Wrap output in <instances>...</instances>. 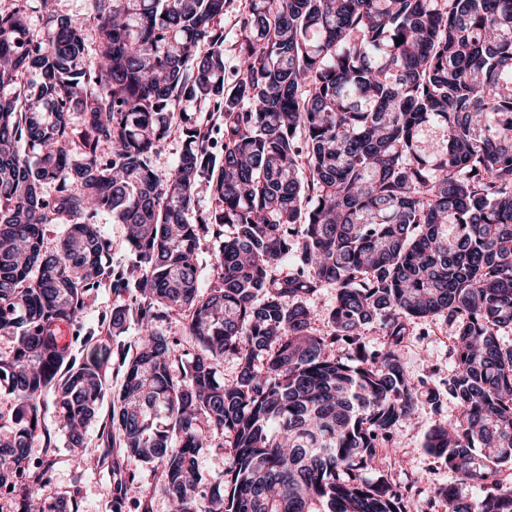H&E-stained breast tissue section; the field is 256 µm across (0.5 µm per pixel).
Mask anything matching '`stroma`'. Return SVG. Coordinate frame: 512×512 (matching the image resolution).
Masks as SVG:
<instances>
[{"instance_id": "obj_1", "label": "stroma", "mask_w": 512, "mask_h": 512, "mask_svg": "<svg viewBox=\"0 0 512 512\" xmlns=\"http://www.w3.org/2000/svg\"><path fill=\"white\" fill-rule=\"evenodd\" d=\"M111 247L106 256L108 275L93 289L76 323L63 328L62 342L76 363L97 355L104 375V394L97 415L83 434L81 447H73L60 427L53 392L39 398L40 427L28 450L31 465H48L49 481L31 477L39 497L47 502L65 501L72 512H172L173 505L158 477L120 453L119 440L108 432L110 415L123 384L124 360L135 353L140 337V309L144 303L136 282V258L127 241L125 225L114 223L106 213L95 218ZM126 311L121 328L102 335L101 323L115 309ZM157 328L171 349L174 374H181L195 353L185 333L182 315L156 309ZM448 325L436 318L431 327L413 330L401 347V360L413 379L438 385L455 370L449 355ZM459 413L455 402L444 399L440 410L421 403L414 419L401 425L396 445L382 449L377 467L394 482L413 493L431 498L434 486L450 483L443 460L423 448V435L438 422L453 420Z\"/></svg>"}]
</instances>
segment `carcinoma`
Listing matches in <instances>:
<instances>
[{
  "mask_svg": "<svg viewBox=\"0 0 512 512\" xmlns=\"http://www.w3.org/2000/svg\"><path fill=\"white\" fill-rule=\"evenodd\" d=\"M23 2L0 13V89L17 90L0 96V335L13 340L0 487L21 476L45 390L73 444L95 419L100 364L70 365L57 332L107 275L103 209L127 225L148 304L185 313L198 350L176 378L142 308L110 416L127 458L160 469L174 512H424L376 462L444 392L459 416L423 448L453 483L434 496L447 512H512L497 479L512 464V0H248L230 81L226 0H92L93 59L54 0L31 36ZM185 102L221 114V154ZM175 126L186 146L161 175L151 158ZM203 180L216 207L190 224ZM54 215L68 228L49 251ZM203 232L219 242L205 292ZM327 286L321 334L312 301ZM436 317L456 373L421 388L400 347ZM374 323L387 340L372 351ZM215 432L230 462L205 491Z\"/></svg>",
  "mask_w": 512,
  "mask_h": 512,
  "instance_id": "carcinoma-1",
  "label": "carcinoma"
}]
</instances>
